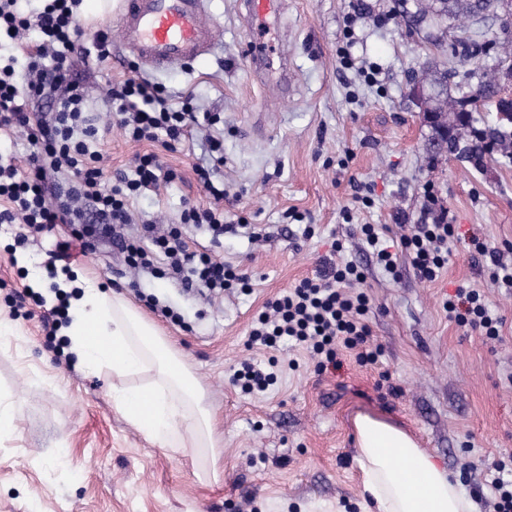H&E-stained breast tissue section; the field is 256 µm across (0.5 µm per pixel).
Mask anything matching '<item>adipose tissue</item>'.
I'll use <instances>...</instances> for the list:
<instances>
[{
  "label": "adipose tissue",
  "mask_w": 512,
  "mask_h": 512,
  "mask_svg": "<svg viewBox=\"0 0 512 512\" xmlns=\"http://www.w3.org/2000/svg\"><path fill=\"white\" fill-rule=\"evenodd\" d=\"M58 286L80 290L61 334L83 370L155 372L150 386L115 391L113 402L124 418L163 447H215L203 390L154 326L125 299L96 285L62 276ZM356 427V462L376 512H475L459 483L405 431L367 415L357 418Z\"/></svg>",
  "instance_id": "ef3b65f1"
}]
</instances>
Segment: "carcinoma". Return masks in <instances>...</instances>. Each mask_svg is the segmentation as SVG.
<instances>
[{"instance_id":"1","label":"carcinoma","mask_w":512,"mask_h":512,"mask_svg":"<svg viewBox=\"0 0 512 512\" xmlns=\"http://www.w3.org/2000/svg\"><path fill=\"white\" fill-rule=\"evenodd\" d=\"M507 0H415V11L409 22L418 27L431 24L438 27L450 18L463 17L475 22L489 19L491 13ZM477 33L461 30L456 37L458 66L437 70L433 74V98L438 105L431 111L438 113L433 131H448L447 155L462 158L476 168L483 166L485 155L498 151L505 158L512 157V100L498 97L499 72L482 76L477 84L471 79L475 73L461 71L473 58L487 52L488 45L476 40ZM495 101L497 121L483 128L474 126L472 112Z\"/></svg>"}]
</instances>
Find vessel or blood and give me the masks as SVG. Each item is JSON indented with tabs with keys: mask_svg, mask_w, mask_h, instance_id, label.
Masks as SVG:
<instances>
[{
	"mask_svg": "<svg viewBox=\"0 0 512 512\" xmlns=\"http://www.w3.org/2000/svg\"><path fill=\"white\" fill-rule=\"evenodd\" d=\"M114 25L121 54L146 69L190 65L213 48L216 27L207 23V0H123ZM257 29L282 11L283 0H244Z\"/></svg>",
	"mask_w": 512,
	"mask_h": 512,
	"instance_id": "vessel-or-blood-1",
	"label": "vessel or blood"
}]
</instances>
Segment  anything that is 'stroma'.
Listing matches in <instances>:
<instances>
[{
	"instance_id": "obj_1",
	"label": "stroma",
	"mask_w": 512,
	"mask_h": 512,
	"mask_svg": "<svg viewBox=\"0 0 512 512\" xmlns=\"http://www.w3.org/2000/svg\"><path fill=\"white\" fill-rule=\"evenodd\" d=\"M413 0H285L279 25L264 35L268 66L248 58L253 39L238 0H211L219 40L194 65L143 70L172 101L193 94L200 112L224 119V166L218 174L233 215L264 229L245 234L190 227L187 237L216 258L240 265L250 291L207 299L139 273L117 277L120 257L108 247L78 256L67 271L129 299L157 324L205 390L218 449L162 448L113 407L114 389L130 376L79 369L57 330L43 327L46 298L32 289L55 240L18 242L0 225V408L15 426L0 435V512H362L355 419L369 415L408 433L458 478L478 512H494L486 484L494 461L512 456V292L495 286L490 263L475 254L479 237L512 263V159L487 155L483 168L435 158L430 126L409 94L411 77L442 66L460 29L501 39L499 23L449 20L440 44L402 20ZM375 68L366 83L358 65ZM134 62L77 68L103 130L99 165L109 177L129 172L149 142L128 141L104 98ZM173 180L132 203L135 224L173 222L185 204H207L195 165L208 161L205 132L178 151H160ZM457 226L448 268L435 282L410 264L399 278L383 273L361 248L359 227L404 224L427 216L425 185ZM370 197L372 207L356 203ZM298 212L299 220L289 219ZM313 236H305V226ZM341 241L343 258L366 276L376 366L355 354L339 370L318 372L311 355L291 345H249L252 318L299 281L317 276ZM480 290L502 319L490 340L449 318L444 304L458 286ZM154 295L157 307L144 298ZM178 311L166 319L162 307ZM246 359L275 360L276 385L250 396L230 382ZM218 466V481L205 479Z\"/></svg>"
}]
</instances>
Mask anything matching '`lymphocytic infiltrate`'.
Listing matches in <instances>:
<instances>
[{
    "label": "lymphocytic infiltrate",
    "mask_w": 512,
    "mask_h": 512,
    "mask_svg": "<svg viewBox=\"0 0 512 512\" xmlns=\"http://www.w3.org/2000/svg\"><path fill=\"white\" fill-rule=\"evenodd\" d=\"M80 2L44 0L38 13L26 16L18 10L17 0H0V41L29 45L24 76L16 74L15 56L0 55V130L23 132L29 150L24 170L0 159V223L38 232L69 225L67 238L56 245L57 261L71 262L75 254H87L110 239L128 268L181 288L216 295L248 289L245 274L208 250L190 248L182 238L183 226L213 231L224 224L225 191L217 180L224 164V141L213 133L219 115L198 114L187 99L172 106L161 87L137 75L110 86L107 93L120 129L131 141L158 142L171 150L195 127L210 128V163L194 168L210 204L185 206L166 232L148 224L142 236H121V229L133 221L131 200L159 187L162 165L156 153L137 155L131 172L118 176L112 185L99 167L100 127L73 73L79 64L108 61L112 43L105 29L86 31L78 15ZM32 32L38 39L31 43L27 36ZM387 231L382 224L360 228L363 247L384 271L399 276L406 256L424 281L441 276L448 264V244L456 235L447 210L435 212L431 222L410 225L396 245H387ZM364 280V272L344 260L301 280L254 316L250 342L268 349L291 342L317 356L323 371L339 365L346 350L356 352L362 364H378L383 348L370 340V298L359 289ZM445 307L458 325L499 338L501 320L479 290L457 288Z\"/></svg>",
    "instance_id": "lymphocytic-infiltrate-1"
}]
</instances>
